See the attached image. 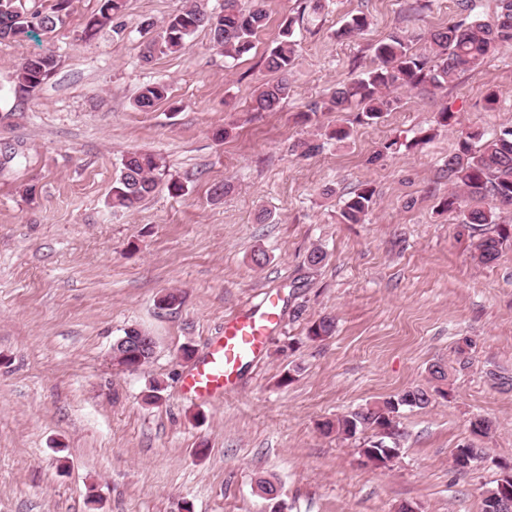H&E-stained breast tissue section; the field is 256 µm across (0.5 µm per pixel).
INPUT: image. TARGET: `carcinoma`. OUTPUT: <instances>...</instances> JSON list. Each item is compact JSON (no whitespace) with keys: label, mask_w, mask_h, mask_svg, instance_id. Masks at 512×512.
I'll return each instance as SVG.
<instances>
[{"label":"carcinoma","mask_w":512,"mask_h":512,"mask_svg":"<svg viewBox=\"0 0 512 512\" xmlns=\"http://www.w3.org/2000/svg\"><path fill=\"white\" fill-rule=\"evenodd\" d=\"M126 0H100L98 14L87 24L84 34L94 36L113 18L122 15ZM69 0H55L50 9L28 11L21 0H0V39H23L34 34L47 35L64 23ZM459 17L447 25L428 31L422 39L428 45L424 53L411 50L409 36L393 31L374 46L375 62L363 76L332 88L321 100L307 106L305 120L320 112H354L359 122L376 121L387 112L400 108L401 99L390 95L392 88H432L441 90L452 83L462 71H478L485 60L501 46L512 45V0H498L496 16L488 21L473 19L467 14L468 0H458ZM268 15L263 0H251L243 7L239 0H224V9L217 13L204 10L198 0H186V5L171 15L159 35L161 51L185 49L193 34L207 28L214 45L224 50V57L233 60L249 53L252 38L267 24ZM294 22L285 20L277 45L264 57V68L273 79L262 84L253 99V111L275 112L288 99L290 73L295 61L296 41ZM369 25L366 15L352 16L337 31L340 38H352ZM57 59L50 51L24 59L16 70V84L27 92L38 88L55 71ZM164 83L144 86L135 105L142 112L150 111L168 98ZM478 141L473 147L472 141ZM166 169L162 158L153 154L129 152L122 159L120 174L112 184L111 207L131 210L150 196L158 185L157 174ZM448 182L461 190L452 192L443 205L461 210L466 224H494L496 210L512 209V127H505L489 136L472 133L461 140L446 164ZM375 190L366 185L353 193L341 208L342 224H359L372 210ZM512 233L503 228L495 236H483L474 244L477 259L484 265L495 263L504 242ZM335 319L322 317L310 326L313 339L330 336ZM430 402L429 393L416 388L396 395L380 404L342 415L321 425L324 433H336L349 439L365 430L387 427L377 441L390 448L399 445L402 433L397 418L403 407L424 408Z\"/></svg>","instance_id":"obj_1"}]
</instances>
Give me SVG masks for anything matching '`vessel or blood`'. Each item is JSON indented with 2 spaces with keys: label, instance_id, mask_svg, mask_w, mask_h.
Returning a JSON list of instances; mask_svg holds the SVG:
<instances>
[{
  "label": "vessel or blood",
  "instance_id": "obj_1",
  "mask_svg": "<svg viewBox=\"0 0 512 512\" xmlns=\"http://www.w3.org/2000/svg\"><path fill=\"white\" fill-rule=\"evenodd\" d=\"M278 308L277 299L268 295L259 305L242 308L227 318L222 336L209 344L204 356L184 378L185 393L200 400L222 396L241 369L264 350L280 324Z\"/></svg>",
  "mask_w": 512,
  "mask_h": 512
}]
</instances>
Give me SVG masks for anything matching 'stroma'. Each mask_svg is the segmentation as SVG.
<instances>
[{"mask_svg":"<svg viewBox=\"0 0 512 512\" xmlns=\"http://www.w3.org/2000/svg\"><path fill=\"white\" fill-rule=\"evenodd\" d=\"M264 0L269 22L234 66L197 31L188 49L148 53L181 0H127L118 28L84 29L99 0H71L64 25L40 40L0 41V512H270L256 491L274 481L283 512H482L483 493L512 468V240L496 264L473 244L474 227L444 209V164L468 133L512 126V47L464 72L444 92L398 90L401 106L376 123L352 114H300L328 89L374 63L395 29L423 33L457 16V0ZM369 27L337 37L351 15ZM295 21L291 95L276 112L252 100L281 22ZM52 50L53 74L14 90L26 57ZM161 81L169 97L147 112L135 99ZM496 92L495 109L485 107ZM457 120L438 123L442 107ZM349 126L347 139L327 133ZM228 130L218 139V130ZM322 143L303 156L294 144ZM162 156L166 169L136 209L112 212L122 158ZM182 185L169 192L170 182ZM369 185L376 203L361 224L337 213ZM224 186L214 195L215 186ZM323 250L316 266L308 255ZM265 254L255 265L254 251ZM180 302L162 310L163 293ZM281 325L236 385L205 403L182 390L196 357L237 310L267 293ZM301 317H294V310ZM333 317L313 340V321ZM155 337L137 371L112 359L126 329ZM452 367L446 396L403 409L400 453L361 462L371 432L348 440L323 421L420 387L428 368ZM162 400L145 404L152 380ZM490 437L472 434L477 418ZM489 463L460 473L461 444Z\"/></svg>","mask_w":512,"mask_h":512,"instance_id":"35a3bbf8","label":"stroma"}]
</instances>
